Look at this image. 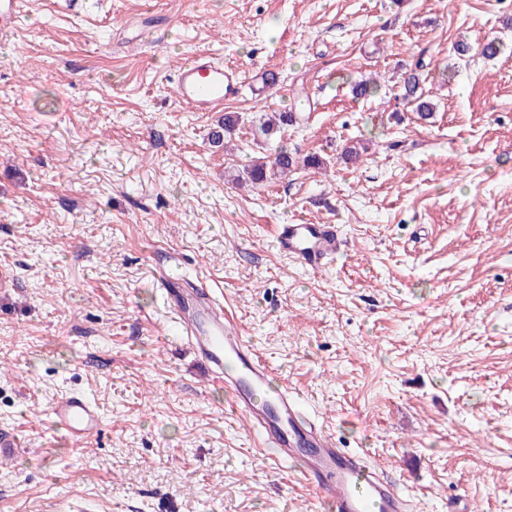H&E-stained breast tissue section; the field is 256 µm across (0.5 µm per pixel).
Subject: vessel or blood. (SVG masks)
<instances>
[{
	"label": "vessel or blood",
	"mask_w": 512,
	"mask_h": 512,
	"mask_svg": "<svg viewBox=\"0 0 512 512\" xmlns=\"http://www.w3.org/2000/svg\"><path fill=\"white\" fill-rule=\"evenodd\" d=\"M174 82L179 101L194 112L218 111L241 90L234 70L208 53L195 54ZM276 239L280 251L313 269L336 260L342 246L332 224H281ZM177 283L173 273H160L166 307L187 331L185 344L211 379L223 383L230 411L253 422L262 448L270 449L277 463L294 465L296 476L321 496L326 512H411L412 500L398 480L378 469L367 452L339 447L335 435L304 412L296 389L271 387L268 364L208 289L182 292ZM50 416L76 446L101 427L98 405L81 394L59 397Z\"/></svg>",
	"instance_id": "1"
}]
</instances>
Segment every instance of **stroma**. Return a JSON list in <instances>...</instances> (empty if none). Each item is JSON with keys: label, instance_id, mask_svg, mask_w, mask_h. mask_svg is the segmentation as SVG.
Returning <instances> with one entry per match:
<instances>
[{"label": "stroma", "instance_id": "obj_1", "mask_svg": "<svg viewBox=\"0 0 512 512\" xmlns=\"http://www.w3.org/2000/svg\"><path fill=\"white\" fill-rule=\"evenodd\" d=\"M57 2L25 0L0 34V432L24 439L0 453V512H319L226 412L158 268L214 289L418 512H512V0ZM201 52L242 82L224 148L219 114L173 91ZM414 67L428 123L396 97ZM370 77L378 93L353 95ZM281 145L325 169L234 183ZM308 223L346 240L334 266L278 250L276 225ZM64 392L100 408L79 447L49 420ZM241 117L235 112L224 113V118L220 121L218 126L214 128L211 135V141L214 146H223L224 139H231L232 135L236 134L241 124ZM216 144V145H215Z\"/></svg>", "mask_w": 512, "mask_h": 512}]
</instances>
